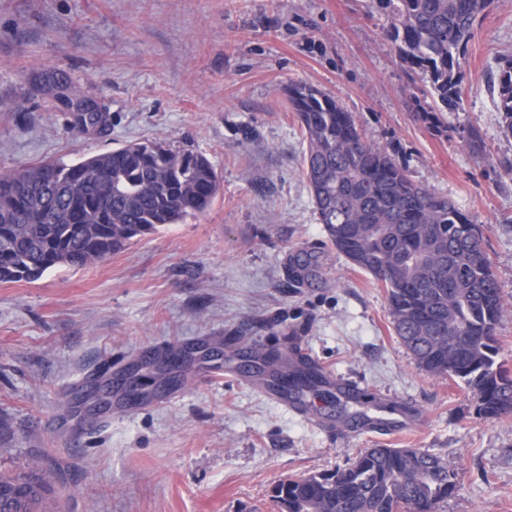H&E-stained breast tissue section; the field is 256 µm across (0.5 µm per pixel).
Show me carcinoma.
I'll use <instances>...</instances> for the list:
<instances>
[{"label": "carcinoma", "instance_id": "cac0c4a2", "mask_svg": "<svg viewBox=\"0 0 512 512\" xmlns=\"http://www.w3.org/2000/svg\"><path fill=\"white\" fill-rule=\"evenodd\" d=\"M391 13L399 61L428 76L439 109L460 105L468 45L494 0H375ZM500 129L512 137V59L494 81ZM306 142L303 175L336 250L388 293L396 335L426 373L461 380L478 413L512 412V374L497 361L502 285L481 225L446 195L415 182L393 154L367 139L353 113L319 89L288 87ZM221 178L200 153L130 143L66 164L44 161L0 174V282L35 281L51 268H83L165 224L205 213ZM314 271L303 253L291 286ZM308 366L288 387L315 390ZM456 489L442 458L421 448H366L345 469L284 480L282 512H437ZM48 483L0 473V512H39Z\"/></svg>", "mask_w": 512, "mask_h": 512}]
</instances>
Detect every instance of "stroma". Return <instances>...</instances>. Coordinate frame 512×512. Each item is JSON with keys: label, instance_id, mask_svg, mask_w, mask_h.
Returning <instances> with one entry per match:
<instances>
[{"label": "stroma", "instance_id": "stroma-1", "mask_svg": "<svg viewBox=\"0 0 512 512\" xmlns=\"http://www.w3.org/2000/svg\"><path fill=\"white\" fill-rule=\"evenodd\" d=\"M389 26L372 0H0V172L153 140L204 154L221 177L204 215L85 268L0 282V471L44 474L47 512H279L280 481L381 445L448 463L456 489L438 512H512V414L480 417L462 382L419 369L386 290L328 242L285 93L303 83L331 96L415 182L482 224L503 286L498 360L512 370V137L491 87L512 58V0L478 26L460 108L436 125ZM50 72L111 114L108 133L70 130ZM301 249L317 275L292 288ZM157 343L184 352L174 399H116L93 416L83 394L97 372L159 375L143 360ZM254 346L280 358L242 373L237 351ZM300 354L362 400L338 418L315 399L307 417L268 400L256 378ZM357 415L415 426L353 435Z\"/></svg>", "mask_w": 512, "mask_h": 512}]
</instances>
